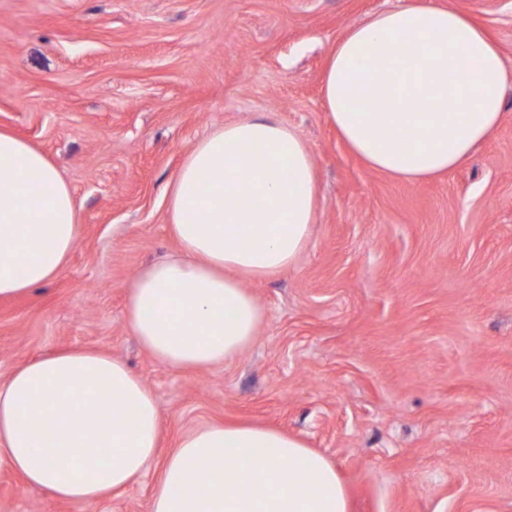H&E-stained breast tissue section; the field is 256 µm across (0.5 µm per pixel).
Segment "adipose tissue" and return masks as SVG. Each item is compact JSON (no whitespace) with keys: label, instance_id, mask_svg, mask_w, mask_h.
<instances>
[{"label":"adipose tissue","instance_id":"adipose-tissue-1","mask_svg":"<svg viewBox=\"0 0 512 512\" xmlns=\"http://www.w3.org/2000/svg\"><path fill=\"white\" fill-rule=\"evenodd\" d=\"M512 70L466 15L404 0L351 27L330 53L328 122L372 170L413 184L465 164L499 127ZM318 219L312 153L263 116L214 128L167 189L179 256L142 269L125 318L161 366L232 361L265 313L246 287L295 266ZM81 231L51 160L0 130V299L64 268ZM155 392L121 360L88 348L17 367L0 385V462L60 501L94 502L158 463L150 512H348L336 468L302 439L252 423H211L161 452Z\"/></svg>","mask_w":512,"mask_h":512}]
</instances>
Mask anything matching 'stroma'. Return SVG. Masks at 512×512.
<instances>
[{
    "instance_id": "stroma-1",
    "label": "stroma",
    "mask_w": 512,
    "mask_h": 512,
    "mask_svg": "<svg viewBox=\"0 0 512 512\" xmlns=\"http://www.w3.org/2000/svg\"><path fill=\"white\" fill-rule=\"evenodd\" d=\"M512 68V0H435ZM399 0H0V129L45 152L80 208L62 271L0 301V384L73 348L156 393L163 450L247 420L326 454L351 512H512V89L464 166L415 184L371 170L328 123L327 58ZM264 115L313 154L322 200L296 266L246 287L266 311L231 362L175 372L124 320L125 289L176 255L166 188L211 128ZM157 467L62 502L0 463V512H149Z\"/></svg>"
}]
</instances>
